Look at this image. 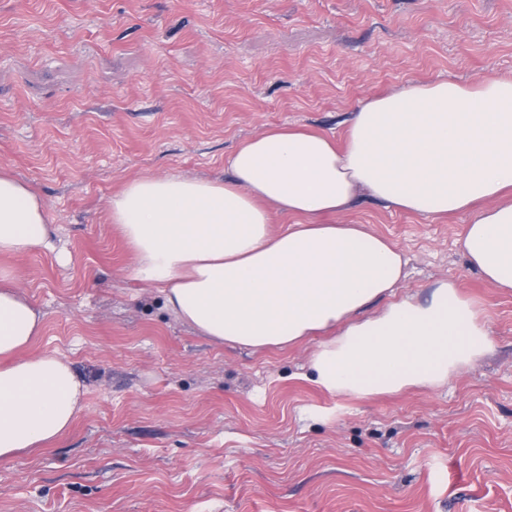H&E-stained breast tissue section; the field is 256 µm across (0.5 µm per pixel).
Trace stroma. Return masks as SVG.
<instances>
[{"mask_svg":"<svg viewBox=\"0 0 512 512\" xmlns=\"http://www.w3.org/2000/svg\"><path fill=\"white\" fill-rule=\"evenodd\" d=\"M491 78H512V0H0V169L69 256L0 268L44 317L29 354L86 387L63 437L0 460V512H512V292L468 268L470 213L362 192L322 216L404 252L398 295L456 281L493 339L446 386L370 401L309 380L317 338L253 352L177 321L109 219L127 182L223 180L268 129L340 142L361 101Z\"/></svg>","mask_w":512,"mask_h":512,"instance_id":"1","label":"stroma"}]
</instances>
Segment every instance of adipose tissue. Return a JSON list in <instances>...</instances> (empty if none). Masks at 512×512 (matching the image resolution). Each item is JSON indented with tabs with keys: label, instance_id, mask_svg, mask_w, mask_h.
Returning <instances> with one entry per match:
<instances>
[{
	"label": "adipose tissue",
	"instance_id": "ef3b65f1",
	"mask_svg": "<svg viewBox=\"0 0 512 512\" xmlns=\"http://www.w3.org/2000/svg\"><path fill=\"white\" fill-rule=\"evenodd\" d=\"M224 181L147 176L113 194L110 220L132 279L158 288L175 318L216 343L284 348L327 332L312 382L358 400L436 389L493 347L452 280L426 299L395 297L403 252L359 224H320L357 188L417 214L473 211L461 240L470 269L512 290V79L471 88L407 84L360 102L344 146L323 134L268 130L224 161ZM293 224L272 229L273 212ZM58 252L42 200L0 171V256ZM42 314L0 270V460L51 444L85 389L53 352L22 357Z\"/></svg>",
	"mask_w": 512,
	"mask_h": 512
}]
</instances>
